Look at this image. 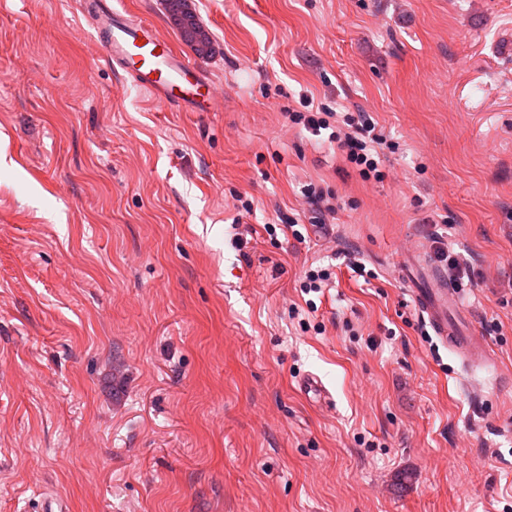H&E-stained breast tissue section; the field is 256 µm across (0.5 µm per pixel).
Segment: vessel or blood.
Returning <instances> with one entry per match:
<instances>
[{
  "label": "vessel or blood",
  "mask_w": 512,
  "mask_h": 512,
  "mask_svg": "<svg viewBox=\"0 0 512 512\" xmlns=\"http://www.w3.org/2000/svg\"><path fill=\"white\" fill-rule=\"evenodd\" d=\"M82 12L93 17L92 37L113 68L142 92L173 109L216 111L220 103L217 84L207 72L189 61L155 24L119 8L113 0H81ZM414 300L435 334L463 361L484 359L480 337L451 322L458 307L456 292L440 274L430 285L413 291Z\"/></svg>",
  "instance_id": "b4317fda"
}]
</instances>
